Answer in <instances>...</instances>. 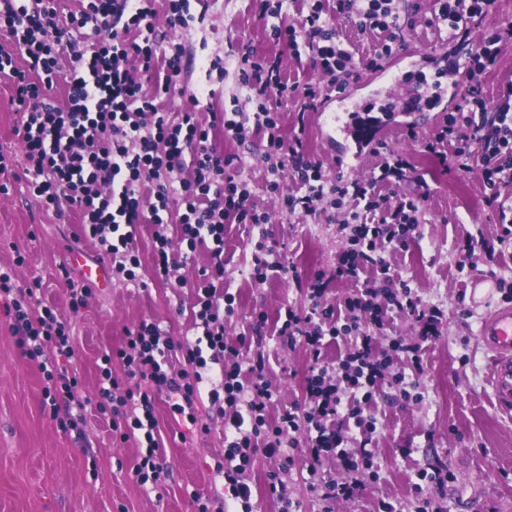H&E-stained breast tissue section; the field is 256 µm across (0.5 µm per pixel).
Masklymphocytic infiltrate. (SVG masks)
Returning <instances> with one entry per match:
<instances>
[{"mask_svg":"<svg viewBox=\"0 0 512 512\" xmlns=\"http://www.w3.org/2000/svg\"><path fill=\"white\" fill-rule=\"evenodd\" d=\"M156 0H85L79 12L61 16L56 0H0V31L11 37L0 43V78L11 82V101L22 116L17 127L29 176L28 189L42 208L78 213L82 237L124 280L141 284L137 236L142 226L175 220L177 239L156 234L152 278L168 282L181 265L206 249L209 263L193 284V325L201 336L177 340L143 320L127 330L121 347L100 357V412L111 414L112 434L134 442L140 485L158 487L163 448L154 414L156 394H165L172 414L196 424L200 433L202 402L222 404L224 456L213 474L228 484L242 512H251L252 489L247 473L257 454L282 455L284 447L306 443L309 471L322 455L335 452L348 473L345 481L325 482L318 491L329 503L352 498L359 490V468L370 465L368 448L378 419L371 407L383 386L405 387V376L392 372V353H409L415 373H423L421 343L439 333L443 317L412 294L406 280L395 277L383 256L386 248L407 247L419 224L425 194L390 198L377 193L378 182L406 180L415 171L409 158L397 154L380 164L378 179H326L322 163L306 150L299 134L283 136L277 103L297 99L310 110L319 85L288 82L277 61L244 49L240 79L255 103L252 127L239 112L210 110L202 114L196 89L182 85L183 51L163 44L155 34ZM286 0H263L260 19L270 20L274 44L306 47L314 68L330 79L333 91L345 92L357 78L352 54L333 28L334 16L355 21L361 31L382 33L375 55L384 59L402 45L406 19L396 0H305L297 22L283 15ZM495 0H435L437 18L448 26L449 40L468 39L472 23L488 16ZM512 27L485 31L468 54V85L444 125L424 141V151L440 165L456 161L459 169L480 166L487 205L497 211L501 239L512 240V197L502 196L503 180L512 178V82L487 100L479 91L480 75L495 69ZM24 66H17V59ZM65 78L64 103L45 94L57 78ZM179 96L183 105L170 111L166 100ZM266 134V156L272 161L264 190L278 197L283 214L313 216L339 209L343 202L364 204L377 213L374 223L357 213L339 222L349 248L332 273H314L306 281L313 296H323L338 281H364V288L342 305L313 304L304 314L289 309L279 335L301 344L311 366L305 377L306 410L291 408L270 417L273 393L266 378L267 358L255 350L242 361L245 337L224 334L234 313L235 297L224 289V227L266 224L268 212L257 208L249 178L238 155L224 153L217 134L242 141L248 130ZM289 170L301 191L283 192L282 170ZM0 263V310L18 338L24 356L37 362L42 374L43 402L63 430L82 431L88 399L77 372L66 365L75 354L71 324L62 321L43 298L40 281L18 285L16 267ZM407 314L420 327L421 341L405 345L394 339L390 352L376 353L375 332L383 331L391 311ZM346 340L350 347L340 363L327 360L326 341ZM183 365L174 368L172 352ZM146 388L132 389V380Z\"/></svg>","mask_w":512,"mask_h":512,"instance_id":"lymphocytic-infiltrate-1","label":"lymphocytic infiltrate"}]
</instances>
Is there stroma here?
Returning a JSON list of instances; mask_svg holds the SVG:
<instances>
[{
  "instance_id": "stroma-1",
  "label": "stroma",
  "mask_w": 512,
  "mask_h": 512,
  "mask_svg": "<svg viewBox=\"0 0 512 512\" xmlns=\"http://www.w3.org/2000/svg\"><path fill=\"white\" fill-rule=\"evenodd\" d=\"M154 20L158 39L182 44L183 82L214 90L215 109L236 106L244 122H251L253 106L238 76L237 60L243 46L259 56H280L284 75L302 83L317 80L308 50L293 52L274 45L265 23L258 17L257 0H190L195 16L191 27L167 23L168 2L158 0ZM404 12H417L415 27L406 31L404 49L414 54L422 74L433 77L447 54L467 55V48L447 41L445 29L434 19L433 0H401ZM339 37L360 64L352 83L355 97L379 94L380 104L399 101L405 90L389 84L379 93L375 78L389 61L366 67L381 40L379 34L362 33L346 18L335 22ZM457 101L444 98L421 112H397L380 119L365 136L357 137L358 176L378 175L386 152L410 154L418 179L428 184L420 223L408 248L388 249L392 270L442 313L441 333L423 347L425 371L417 376L421 400H404L398 390L386 388L376 396L377 432L371 444V473L362 474V487L348 501L336 503L335 512H376L379 500L388 499L400 512H416L419 499L431 496L440 512H512V416L500 413L488 382L489 356L478 339L487 311L500 302V293L473 289L479 279L504 281L512 290V248L499 261L474 260L459 266V251L467 236L496 243L498 216L485 203L478 171L442 168L411 141L408 130L423 137L437 129ZM20 114L11 102L9 79L0 80V152L12 167L7 193L0 194V263L24 255L17 269L19 284L41 279L44 298L71 323L77 337L76 368L89 398L84 440L61 430L42 402V378L35 362L25 358L0 313V512H196L192 495L209 491L212 468L224 453V418L218 408L203 404L199 417L210 427L200 435L186 420H174L164 398H157L155 414L164 442V474L156 489L141 487L133 472L138 450L133 444L113 443L107 416L97 410L98 358L121 346L125 332L141 320L156 321L166 335L185 336L189 328L192 284L199 267L207 262L198 253L194 262L178 271L179 282L152 281L154 228L142 227L137 244L141 274L147 287L127 284L110 276L109 285L93 289L86 306L70 307L69 289L57 275L71 251L81 252L86 264L96 262V252L79 237L77 214L42 211L27 189L25 160L15 134ZM304 141L308 151L323 160L328 176H335L346 142L324 141L315 112L305 114ZM225 152L246 162L245 174L254 183V200L271 220L261 226L229 224L224 229V287L235 297V314L226 323L227 335L246 337L269 356L270 379L277 392L270 414L302 404L309 361L305 351L291 346L271 329L286 308L305 311L311 300L291 278L272 277L258 284L251 278V244L261 234L276 239L288 265L301 276L332 272L345 243L329 213L290 219L282 215L276 198L261 187L267 167L262 135L249 133L240 142L217 137ZM266 312L269 324L254 331L255 316ZM447 466L452 480L443 491L414 490L418 475ZM284 476L288 498L299 502L300 512H320L313 486L342 475L335 453L323 458L316 473L301 464L287 467Z\"/></svg>"
}]
</instances>
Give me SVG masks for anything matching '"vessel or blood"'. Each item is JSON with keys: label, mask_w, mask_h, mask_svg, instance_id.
I'll list each match as a JSON object with an SVG mask.
<instances>
[{"label": "vessel or blood", "mask_w": 512, "mask_h": 512, "mask_svg": "<svg viewBox=\"0 0 512 512\" xmlns=\"http://www.w3.org/2000/svg\"><path fill=\"white\" fill-rule=\"evenodd\" d=\"M352 96L332 97L319 112V125L325 140L332 141L347 131L345 116L356 111ZM478 337L490 356V384L497 409L512 414V303L496 305L483 319Z\"/></svg>", "instance_id": "1"}]
</instances>
